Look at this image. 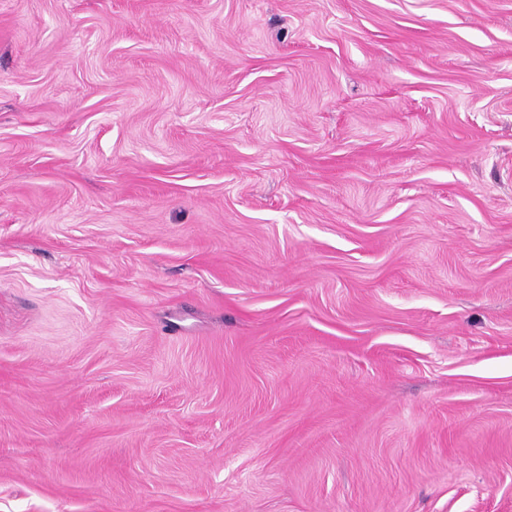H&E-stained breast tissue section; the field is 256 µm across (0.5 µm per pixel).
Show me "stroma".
<instances>
[{
	"label": "stroma",
	"mask_w": 512,
	"mask_h": 512,
	"mask_svg": "<svg viewBox=\"0 0 512 512\" xmlns=\"http://www.w3.org/2000/svg\"><path fill=\"white\" fill-rule=\"evenodd\" d=\"M0 512H512V0H0Z\"/></svg>",
	"instance_id": "35a3bbf8"
}]
</instances>
